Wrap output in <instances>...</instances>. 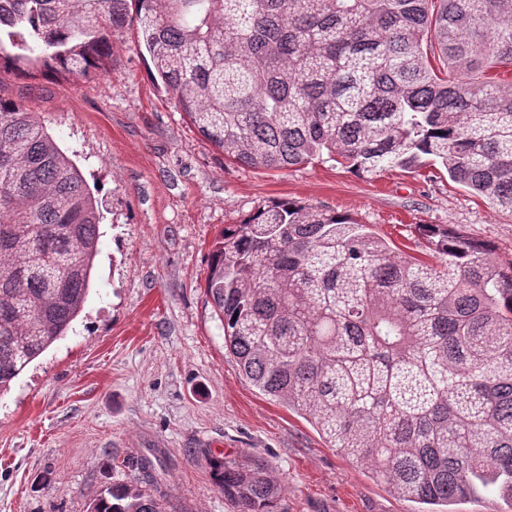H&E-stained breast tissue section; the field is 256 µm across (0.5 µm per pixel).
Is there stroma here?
<instances>
[{
	"label": "stroma",
	"mask_w": 512,
	"mask_h": 512,
	"mask_svg": "<svg viewBox=\"0 0 512 512\" xmlns=\"http://www.w3.org/2000/svg\"><path fill=\"white\" fill-rule=\"evenodd\" d=\"M148 69L130 29L113 37L97 76L0 75V97L44 117L104 206L83 311L0 396V512H88L114 480L142 486L167 512H233L211 466L225 457L275 471L274 512H412L242 374L205 293L210 252L224 225L293 200L423 260L433 251L419 225L442 224L508 265L512 216L428 166L229 163ZM140 456L156 467L151 479L124 465Z\"/></svg>",
	"instance_id": "obj_1"
}]
</instances>
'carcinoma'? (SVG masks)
<instances>
[{
	"instance_id": "1",
	"label": "carcinoma",
	"mask_w": 512,
	"mask_h": 512,
	"mask_svg": "<svg viewBox=\"0 0 512 512\" xmlns=\"http://www.w3.org/2000/svg\"><path fill=\"white\" fill-rule=\"evenodd\" d=\"M139 48L224 158L449 180L512 215V0H135ZM129 23L127 0H0V70L82 78ZM98 201L24 104L0 98V394L66 335L99 253ZM439 263L348 216L283 200L222 230L205 293L224 348L390 492L452 512L512 505V264L419 225ZM236 512H273L267 465L226 459ZM90 512H165L112 482ZM453 509L457 512H496L507 509V505L497 496L486 495L482 499H467L457 502Z\"/></svg>"
}]
</instances>
